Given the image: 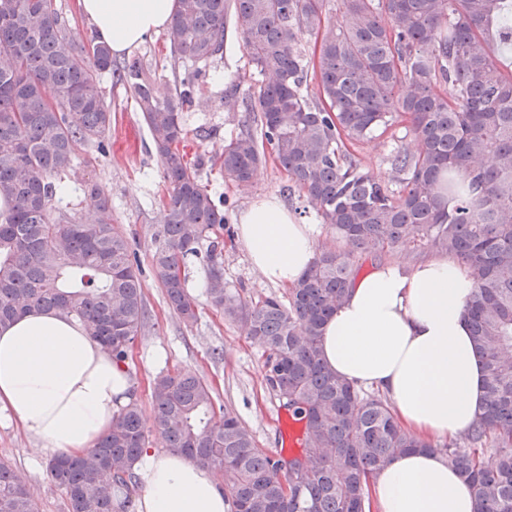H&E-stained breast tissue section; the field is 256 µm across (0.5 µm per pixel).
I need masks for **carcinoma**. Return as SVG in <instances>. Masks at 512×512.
Segmentation results:
<instances>
[{
	"label": "carcinoma",
	"mask_w": 512,
	"mask_h": 512,
	"mask_svg": "<svg viewBox=\"0 0 512 512\" xmlns=\"http://www.w3.org/2000/svg\"><path fill=\"white\" fill-rule=\"evenodd\" d=\"M177 2L165 38L188 67L162 94L140 61L117 63L106 45L69 39L54 0H0V325L55 310L81 320L121 363L142 333L143 271L108 194L86 183L92 224L54 215L76 145L103 148L112 126L107 73L132 91L167 185L151 267L168 307L197 321L184 268L208 242L207 302L263 350L266 381L305 422L301 454L269 453L233 411L217 415L203 378L163 372L152 383L153 425L167 447L224 473L232 512H363L371 474L426 444L399 426L389 399L330 371L318 338L359 275L357 257L441 254L473 273L468 318L485 369L483 411L446 458L472 484L475 512H512V75L486 39L505 0ZM229 23L269 81L242 97L260 134L224 142L221 176L248 187L273 159L336 234L282 298L247 302L224 287L214 228L228 218L200 183L204 159L179 149L184 111L224 54ZM400 124L415 149L395 148L386 178L363 167L354 149ZM145 447L134 402L96 447L53 456L47 473L69 512H130L131 465ZM0 512H40L4 456Z\"/></svg>",
	"instance_id": "cac0c4a2"
}]
</instances>
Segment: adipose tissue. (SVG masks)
Here are the masks:
<instances>
[{
  "mask_svg": "<svg viewBox=\"0 0 512 512\" xmlns=\"http://www.w3.org/2000/svg\"><path fill=\"white\" fill-rule=\"evenodd\" d=\"M79 7L98 42L120 55L167 28L176 0H79ZM317 234L268 197L241 212L237 239L268 282L289 288L312 263ZM474 287L469 267L447 256L408 268L381 264L356 279L323 326L327 367L385 394L400 426L428 443L372 475L378 512L475 510L471 484L433 447L466 434L481 411L485 370L467 317ZM135 399L126 364L77 319L35 310L0 326V413L43 452L95 447ZM132 470L142 488L136 512H229L216 471L179 452L144 449Z\"/></svg>",
  "mask_w": 512,
  "mask_h": 512,
  "instance_id": "obj_1",
  "label": "adipose tissue"
}]
</instances>
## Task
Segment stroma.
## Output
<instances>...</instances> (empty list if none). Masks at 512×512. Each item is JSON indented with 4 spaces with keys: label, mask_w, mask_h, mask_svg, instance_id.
<instances>
[{
    "label": "stroma",
    "mask_w": 512,
    "mask_h": 512,
    "mask_svg": "<svg viewBox=\"0 0 512 512\" xmlns=\"http://www.w3.org/2000/svg\"><path fill=\"white\" fill-rule=\"evenodd\" d=\"M228 42L223 58L212 63L209 77L197 89L194 104L185 114L184 150L188 156L212 155L240 130L257 126L253 113L241 106L227 110L221 102L230 84H238L244 90L259 80L242 40L232 36ZM131 55L139 59L160 88L172 86L174 61L164 32L151 34ZM102 87L112 110V128L106 136L108 150L100 152L93 143L77 144L74 168L63 178L56 211L88 220L91 201L84 197L81 186L86 181L97 182L107 190L113 218L141 260L148 317L141 337L129 353L127 366L146 422L148 445H163L152 424V382L159 372L182 370L199 375L212 387L216 404L237 414L258 447L276 451L280 443L278 415L284 410L283 403L266 383L261 349L244 335L239 324L226 321L207 303L203 258H191L186 266L187 291L199 304L197 321L185 325L166 304L151 269V235L163 221L167 200L153 138L131 91L113 84L108 75L103 77ZM199 177L215 198L223 201L231 220H238L254 200L275 196L300 223L317 221L314 211L307 209L297 194L287 191V176L275 163L261 168L252 186L245 189L225 181L215 168H201ZM223 238L224 280L233 293L244 299L285 295V288L267 283L252 267L235 233H224ZM0 456L11 460L42 512H68L64 495L49 480L47 458L29 448L21 432L1 417Z\"/></svg>",
    "instance_id": "obj_1"
}]
</instances>
